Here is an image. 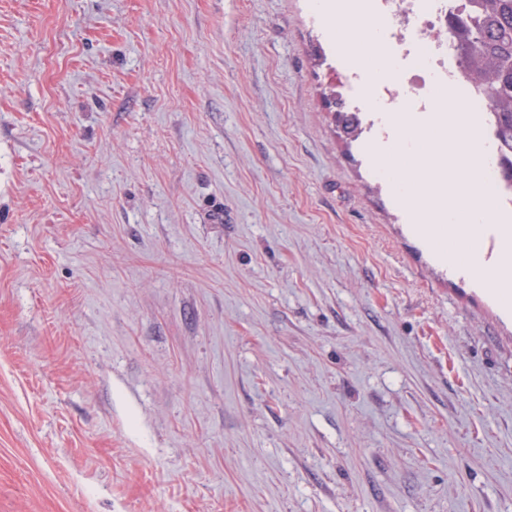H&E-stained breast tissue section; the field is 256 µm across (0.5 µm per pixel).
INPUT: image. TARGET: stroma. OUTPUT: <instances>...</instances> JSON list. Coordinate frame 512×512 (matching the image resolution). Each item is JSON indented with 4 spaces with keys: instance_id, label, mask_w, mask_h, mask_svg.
<instances>
[{
    "instance_id": "obj_1",
    "label": "stroma",
    "mask_w": 512,
    "mask_h": 512,
    "mask_svg": "<svg viewBox=\"0 0 512 512\" xmlns=\"http://www.w3.org/2000/svg\"><path fill=\"white\" fill-rule=\"evenodd\" d=\"M315 0H0V512H512V325L325 104Z\"/></svg>"
}]
</instances>
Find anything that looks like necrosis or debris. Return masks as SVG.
Segmentation results:
<instances>
[{"label": "necrosis or debris", "mask_w": 512, "mask_h": 512, "mask_svg": "<svg viewBox=\"0 0 512 512\" xmlns=\"http://www.w3.org/2000/svg\"><path fill=\"white\" fill-rule=\"evenodd\" d=\"M377 10L386 21L377 37L393 48V71H400L408 59L417 60L420 82L404 90L422 111H435L432 97L421 96V88L454 84L459 76L458 59L448 36V0H377ZM404 90L395 82L382 83L375 111L395 110Z\"/></svg>", "instance_id": "4bbe7bcc"}]
</instances>
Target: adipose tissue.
<instances>
[{"label":"adipose tissue","mask_w":512,"mask_h":512,"mask_svg":"<svg viewBox=\"0 0 512 512\" xmlns=\"http://www.w3.org/2000/svg\"><path fill=\"white\" fill-rule=\"evenodd\" d=\"M318 7L323 14L343 21L340 47L346 55L361 56L373 72L386 73L387 53L372 37L377 23L366 0H320Z\"/></svg>","instance_id":"obj_1"}]
</instances>
